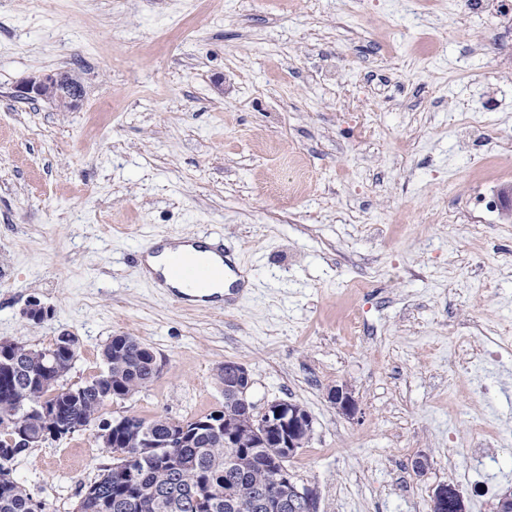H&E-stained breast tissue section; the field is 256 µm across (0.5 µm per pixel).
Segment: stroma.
<instances>
[{"label":"stroma","mask_w":512,"mask_h":512,"mask_svg":"<svg viewBox=\"0 0 512 512\" xmlns=\"http://www.w3.org/2000/svg\"><path fill=\"white\" fill-rule=\"evenodd\" d=\"M44 71L79 76L77 109L13 98ZM205 232L245 281L221 311L180 308L141 273L155 240ZM33 301L42 322L22 315ZM64 333L80 341L71 384L114 336L161 364L106 419L210 413L217 369L243 363L253 403L309 413L287 467L318 512H430L442 483L497 512L512 494V358L487 355L512 345L502 0H0V340ZM336 385L355 415L329 402ZM479 427L498 432L493 457ZM111 461L87 430L12 475L77 512Z\"/></svg>","instance_id":"stroma-1"}]
</instances>
